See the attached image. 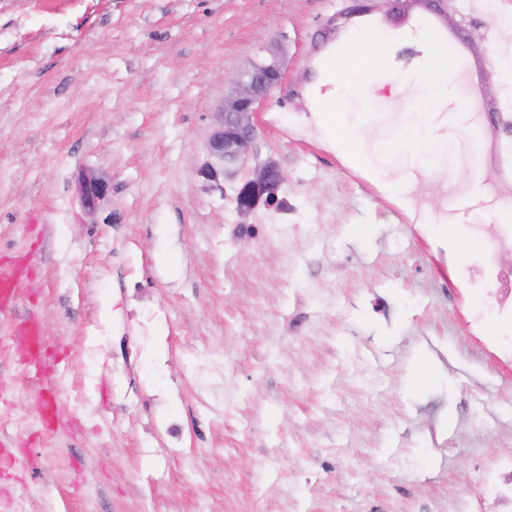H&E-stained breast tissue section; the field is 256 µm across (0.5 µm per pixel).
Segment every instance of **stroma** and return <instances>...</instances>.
I'll use <instances>...</instances> for the list:
<instances>
[{"mask_svg": "<svg viewBox=\"0 0 512 512\" xmlns=\"http://www.w3.org/2000/svg\"><path fill=\"white\" fill-rule=\"evenodd\" d=\"M431 9L467 38L512 144L494 64L512 34L488 0H0V269L17 282L0 448H26L0 488L28 512H473L483 464L512 451V367L471 328L448 189L388 195L309 102L350 28ZM272 55L249 163L280 164L289 210L242 218L233 183L197 171L232 81ZM381 94L374 141L412 126ZM87 176L108 186L91 215ZM31 316L40 373L6 348ZM162 416L179 446L151 429Z\"/></svg>", "mask_w": 512, "mask_h": 512, "instance_id": "1", "label": "stroma"}]
</instances>
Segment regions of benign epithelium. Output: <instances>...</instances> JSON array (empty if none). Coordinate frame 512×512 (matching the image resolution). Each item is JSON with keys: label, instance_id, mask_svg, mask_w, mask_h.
<instances>
[{"label": "benign epithelium", "instance_id": "benign-epithelium-1", "mask_svg": "<svg viewBox=\"0 0 512 512\" xmlns=\"http://www.w3.org/2000/svg\"><path fill=\"white\" fill-rule=\"evenodd\" d=\"M279 78L280 70L275 64L257 65L242 74L217 112L218 126L208 142L210 161L198 169L200 177L217 185L222 180L232 181L237 177L256 137L254 105L267 95ZM285 180L284 171L273 159L255 168L252 175L235 188L239 215H249L260 204L275 206L276 191ZM105 191V185L95 178L83 181L81 204L87 213L95 212Z\"/></svg>", "mask_w": 512, "mask_h": 512}]
</instances>
